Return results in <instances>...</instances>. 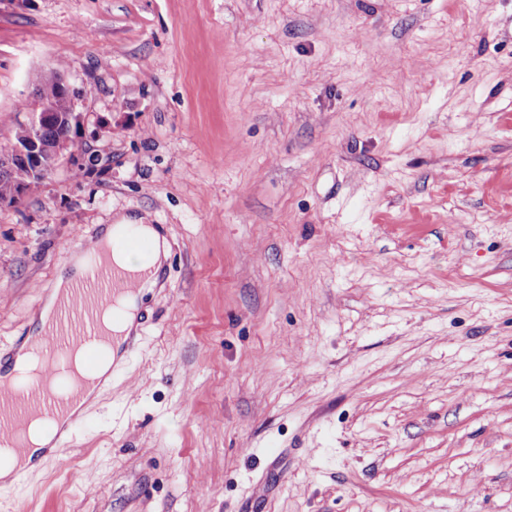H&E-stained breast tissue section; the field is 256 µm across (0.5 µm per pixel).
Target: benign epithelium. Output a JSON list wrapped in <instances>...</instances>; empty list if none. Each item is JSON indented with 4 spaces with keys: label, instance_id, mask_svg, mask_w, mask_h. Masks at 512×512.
Listing matches in <instances>:
<instances>
[{
    "label": "benign epithelium",
    "instance_id": "benign-epithelium-1",
    "mask_svg": "<svg viewBox=\"0 0 512 512\" xmlns=\"http://www.w3.org/2000/svg\"><path fill=\"white\" fill-rule=\"evenodd\" d=\"M28 120L18 127L16 140L11 148L0 153V171H11L19 166L28 170V178L18 186L17 198L24 200L29 191L51 176L62 160L73 155L74 142L65 138L45 135L49 124L56 118L72 120L75 102H70L65 112L56 110L54 99L40 88H35L31 99Z\"/></svg>",
    "mask_w": 512,
    "mask_h": 512
}]
</instances>
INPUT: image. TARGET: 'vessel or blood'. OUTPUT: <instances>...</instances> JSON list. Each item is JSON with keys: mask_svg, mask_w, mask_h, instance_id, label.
Masks as SVG:
<instances>
[{"mask_svg": "<svg viewBox=\"0 0 512 512\" xmlns=\"http://www.w3.org/2000/svg\"><path fill=\"white\" fill-rule=\"evenodd\" d=\"M85 247L94 260L72 284L55 322L41 338L40 383L25 389L14 384L0 385V443L9 442L15 450L25 446L23 437L29 421L37 418L44 426H51L81 402L84 386L70 374L67 357L71 351H80L83 367L89 373L108 359L97 315L113 308L118 291L136 285L135 280L113 267L107 256L99 252L95 240H87Z\"/></svg>", "mask_w": 512, "mask_h": 512, "instance_id": "vessel-or-blood-1", "label": "vessel or blood"}]
</instances>
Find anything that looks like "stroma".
<instances>
[{
  "label": "stroma",
  "instance_id": "35a3bbf8",
  "mask_svg": "<svg viewBox=\"0 0 512 512\" xmlns=\"http://www.w3.org/2000/svg\"><path fill=\"white\" fill-rule=\"evenodd\" d=\"M0 355L84 237L170 251L77 446L0 512H512V0H0ZM63 67L64 64L59 62L47 68L40 75V84L42 89L52 92L62 101H65L62 87L67 89L70 94L69 108L67 112H57L53 97L41 92L37 84L31 99L32 107L28 111V120L19 125L16 140L11 148L0 153L1 172L12 171L22 166L12 174H0V206L16 205L17 188V198L20 202L24 201L32 188L55 172L67 154L69 158H73V140L45 135L47 127L55 118L65 117L71 121L76 114L73 95L63 77L60 80L61 86L59 85V73ZM77 132L78 125L65 122L51 124L48 128V135L52 137L74 139ZM23 167L28 170V178L24 181L22 180L26 170Z\"/></svg>",
  "mask_w": 512,
  "mask_h": 512
}]
</instances>
